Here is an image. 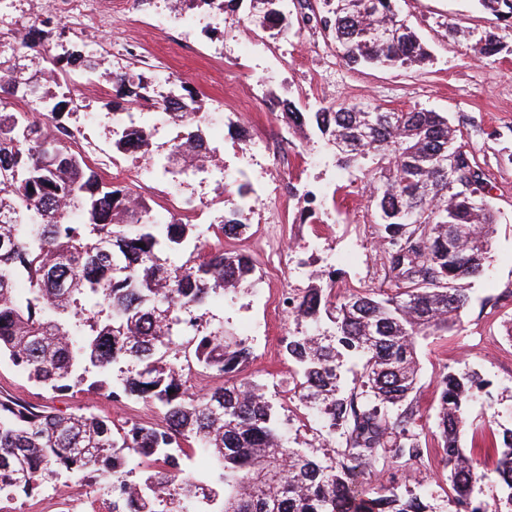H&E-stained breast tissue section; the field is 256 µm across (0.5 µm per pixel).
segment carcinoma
I'll return each instance as SVG.
<instances>
[{
  "instance_id": "1",
  "label": "carcinoma",
  "mask_w": 512,
  "mask_h": 512,
  "mask_svg": "<svg viewBox=\"0 0 512 512\" xmlns=\"http://www.w3.org/2000/svg\"><path fill=\"white\" fill-rule=\"evenodd\" d=\"M398 0H320L318 23L347 65L405 67L429 57ZM499 19H512V0H479ZM63 37L50 20L20 36L48 80L6 77L16 63L0 61V358L36 384L63 394L85 381L116 401L135 397L160 406V427H113L105 418L60 415L0 399V500L31 495L61 474L94 473L107 512H426L418 497L393 486L375 494L356 489L358 474L379 464L403 469L423 461L419 414L413 405L417 349L435 331L460 322L470 296L458 282L489 263L498 224L487 181L462 132L447 116L418 107L385 110L370 103L292 109L288 121L317 128L338 166L363 165L371 176L369 203L379 213L376 238L391 292L312 284L291 312L315 326L296 331L282 350L295 366L293 390L320 424L339 437L341 460L323 462L289 446L265 385L247 380L198 397L183 386V350H170L186 316L211 295L257 280L255 261L217 248L201 252L203 231L188 218L164 224L147 200L106 180L67 145L62 124L73 99L62 91L72 76L101 70L100 57L74 44L50 53ZM494 61L501 42L487 34L471 46ZM129 108L167 110L152 76L105 70ZM35 96L55 121L49 131L10 101ZM179 127L166 155L179 174L206 141L195 97L174 99ZM112 150L134 141L151 157V131L131 124L111 130ZM217 237L249 229L238 205L208 225ZM29 282L20 295V280ZM194 359L217 377L240 369L251 355L245 340L206 329L193 337ZM360 362V384L341 385L344 360ZM484 381L469 370L439 377L437 428L454 501L463 512H487L472 498L487 473L461 446L467 408ZM208 454L207 488L184 475L186 449ZM495 472L512 491V426L490 443ZM143 477L132 479L133 467Z\"/></svg>"
}]
</instances>
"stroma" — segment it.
Listing matches in <instances>:
<instances>
[{
	"mask_svg": "<svg viewBox=\"0 0 512 512\" xmlns=\"http://www.w3.org/2000/svg\"><path fill=\"white\" fill-rule=\"evenodd\" d=\"M399 8L426 44L430 61L410 68H352L318 28L302 22L298 0H288L286 20L269 24L259 18L256 0H230L224 9V65L213 66L208 48L214 42L207 13L194 43V57L171 49L167 62L180 95H194L203 111L222 96L224 111L204 133L224 160L225 178L177 176L145 199L171 207L176 195L205 202L217 218L239 201L237 188L249 184L250 224L236 239L218 241L205 234L207 247L225 246L251 256L260 278L252 286L203 307V319L247 337L252 356L241 376L265 384L286 424L288 437L301 448L335 458L339 444L323 445L317 423L297 399L286 398L293 365L282 354V340L294 331L290 312L269 317L265 302L280 290L302 293L314 272H334L335 291L346 287L389 291L379 268L376 243L378 215L368 204L370 179L360 168L336 166L316 128H288L282 114L287 103L298 108L334 103H371L388 109L424 107L448 114L465 134L484 169L490 202L499 222L491 259L484 273L470 281L471 302L458 330L434 336L419 353L414 405L424 427L426 454L409 470L377 468L360 479L365 492L394 485L421 497L427 512H455L448 468L436 428L437 381L456 367L475 370L487 386L469 410L461 432L464 448L480 447L500 427L512 423V23L481 10L477 0H399ZM165 10L163 0H140L131 6L125 29H106L93 38L110 54L116 71H142L141 40L160 42L154 23ZM474 36L496 34L503 50L496 61L478 59L469 45L455 38L454 28ZM95 91L74 83L80 105L65 121L84 129L103 148H110L113 97L105 74L94 77ZM313 190L308 204L304 190ZM314 221H302L307 207ZM7 396L57 414L86 413L116 425L157 426L163 413L155 404L129 399L119 403L104 391L82 384L65 396L30 382L8 360H0V397Z\"/></svg>",
	"mask_w": 512,
	"mask_h": 512,
	"instance_id": "1",
	"label": "stroma"
}]
</instances>
